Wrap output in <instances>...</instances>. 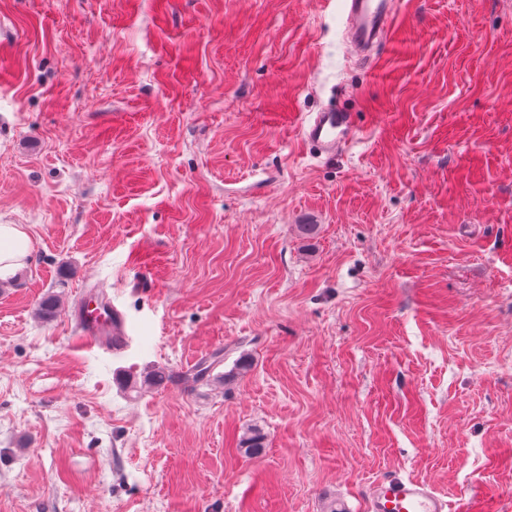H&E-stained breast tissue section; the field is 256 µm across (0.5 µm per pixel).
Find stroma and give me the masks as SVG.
I'll return each mask as SVG.
<instances>
[{
    "label": "stroma",
    "mask_w": 512,
    "mask_h": 512,
    "mask_svg": "<svg viewBox=\"0 0 512 512\" xmlns=\"http://www.w3.org/2000/svg\"><path fill=\"white\" fill-rule=\"evenodd\" d=\"M0 224V512H367L387 477L512 512V0H402L370 69L340 0H0ZM90 287L122 356L74 337ZM353 135L350 115L336 109H322L312 115L303 127L304 140L319 157L331 159ZM31 240L20 224H0V280L26 265Z\"/></svg>",
    "instance_id": "1"
}]
</instances>
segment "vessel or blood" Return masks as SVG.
<instances>
[{
  "label": "vessel or blood",
  "mask_w": 512,
  "mask_h": 512,
  "mask_svg": "<svg viewBox=\"0 0 512 512\" xmlns=\"http://www.w3.org/2000/svg\"><path fill=\"white\" fill-rule=\"evenodd\" d=\"M396 0H344L345 29L352 54L373 62L377 49L391 32ZM353 134L348 113L324 109L312 115L303 127L305 141L318 156L331 159ZM80 328L81 342L112 354L124 351L131 340L123 314L111 298L97 291L86 292L71 310ZM369 512H446L447 502L423 479L386 478L368 492Z\"/></svg>",
  "instance_id": "obj_1"
}]
</instances>
